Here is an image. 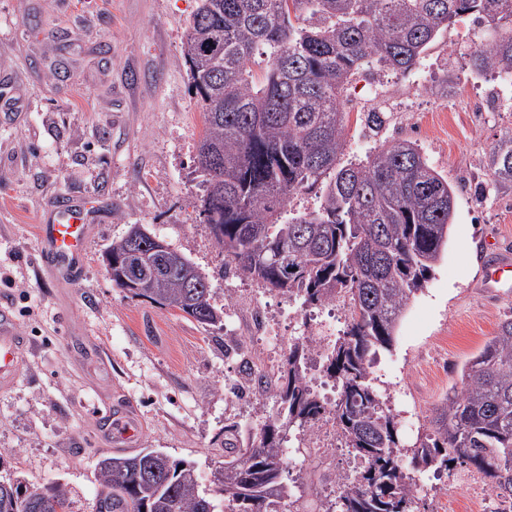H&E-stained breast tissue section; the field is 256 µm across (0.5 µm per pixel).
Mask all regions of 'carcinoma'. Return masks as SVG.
<instances>
[{
  "label": "carcinoma",
  "mask_w": 512,
  "mask_h": 512,
  "mask_svg": "<svg viewBox=\"0 0 512 512\" xmlns=\"http://www.w3.org/2000/svg\"><path fill=\"white\" fill-rule=\"evenodd\" d=\"M470 16L496 37L466 53L465 70L477 79L512 76V0H200L182 49L204 124L199 216L244 278L307 305L349 301L347 328L323 354L338 397L327 407L311 390V341L294 342L278 373L253 372L276 413L247 443L238 425L224 426L222 472L210 487L201 488L193 462L160 448L105 456L96 512H279L292 497L286 431L328 412L365 469L355 479L336 476L327 512H414L409 468L447 470L452 462L512 501V318L466 364L462 393L436 410L433 434L418 448L400 442L371 377V362L391 349L404 310L448 244L453 187L409 140L340 163L353 77L412 72L441 31ZM479 164L512 187V133ZM312 192L318 209L281 220L293 196ZM108 250L116 287L131 290L130 268L143 283H162L133 296L222 328L210 319L209 278L191 284L187 258L164 263L128 234ZM282 253L286 268L276 260ZM25 489L18 479L0 481V512H71L64 486L44 488L35 504Z\"/></svg>",
  "instance_id": "obj_1"
}]
</instances>
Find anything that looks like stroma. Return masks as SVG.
Instances as JSON below:
<instances>
[{
    "label": "stroma",
    "instance_id": "stroma-1",
    "mask_svg": "<svg viewBox=\"0 0 512 512\" xmlns=\"http://www.w3.org/2000/svg\"><path fill=\"white\" fill-rule=\"evenodd\" d=\"M199 0H0V92L17 106L0 115V303L26 340L14 384L0 388V480L37 489L57 482L73 512H92L95 466L122 453L102 433L109 405L133 404L138 448L195 461L201 486L224 459L225 425L256 432L276 410L272 397L238 395L244 362L226 353V330L114 288L101 254L129 225L142 224L205 273L218 308L234 305L238 340L249 341L252 302L291 314L287 342L327 317L224 268V253L198 211L194 162L202 115L189 90L182 46ZM470 20L448 29L408 75L389 74L368 97L359 74L350 100L342 162L386 142H417L455 192L448 245L424 290L406 307L391 352L373 367L401 425L404 445L433 432L435 408L462 389L461 370L512 318V291L483 285L485 251L512 253V189L495 185L478 159L512 130V93L494 112H475L486 83L468 77L461 51L477 40ZM453 64L441 95L435 79ZM452 109L437 111L440 101ZM365 109L389 121L370 129ZM89 200L82 275L57 284L39 261L38 226L63 201ZM416 420L419 431L405 429Z\"/></svg>",
    "mask_w": 512,
    "mask_h": 512
}]
</instances>
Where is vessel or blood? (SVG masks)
Returning a JSON list of instances; mask_svg holds the SVG:
<instances>
[{
    "instance_id": "1",
    "label": "vessel or blood",
    "mask_w": 512,
    "mask_h": 512,
    "mask_svg": "<svg viewBox=\"0 0 512 512\" xmlns=\"http://www.w3.org/2000/svg\"><path fill=\"white\" fill-rule=\"evenodd\" d=\"M89 202H68L59 206L39 226L40 257L62 281L74 278L87 254ZM512 275V257L494 255L483 267L484 285L499 288ZM24 344L9 308H0V385L11 384L17 374V354Z\"/></svg>"
}]
</instances>
